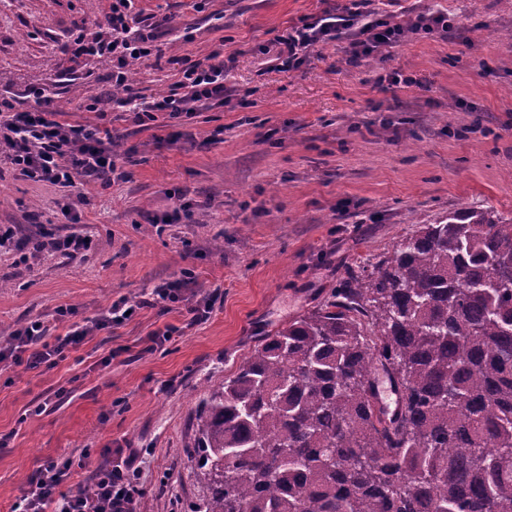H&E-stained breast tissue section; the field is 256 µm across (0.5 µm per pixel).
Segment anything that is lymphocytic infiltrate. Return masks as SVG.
<instances>
[{"label": "lymphocytic infiltrate", "mask_w": 512, "mask_h": 512, "mask_svg": "<svg viewBox=\"0 0 512 512\" xmlns=\"http://www.w3.org/2000/svg\"><path fill=\"white\" fill-rule=\"evenodd\" d=\"M371 2L353 0L352 7L341 12L327 11L301 19L299 25L267 41L262 49L266 65L299 68L314 47L344 38L348 41L346 61L357 66L400 45L406 34L445 32L451 27L448 13L442 10L417 12L401 24L372 9ZM133 4L134 0H112L105 17L111 37L83 35L76 41V55L111 53L112 86L117 94L109 105L132 113L134 122L141 126L222 106L227 89L224 54L219 50L188 64L180 79L161 93L145 96L134 88L127 66L151 55L154 35L131 31L128 16ZM31 96L34 103L27 107L0 100V157L17 176L68 193L95 182L110 184L121 167L111 127L60 120L43 90H32ZM136 309L135 303L122 297L98 317L79 321L74 309L58 307L57 320H69L70 326L65 335L52 342L47 339L44 321L31 319L0 345V371L18 366L52 367L66 351L79 347L95 332L123 323ZM84 465V460L71 455L48 459L30 479L13 512H136L143 492L135 454L117 455L93 470V491L89 494L67 484L74 468Z\"/></svg>", "instance_id": "obj_1"}]
</instances>
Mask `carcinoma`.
<instances>
[{
	"label": "carcinoma",
	"mask_w": 512,
	"mask_h": 512,
	"mask_svg": "<svg viewBox=\"0 0 512 512\" xmlns=\"http://www.w3.org/2000/svg\"><path fill=\"white\" fill-rule=\"evenodd\" d=\"M189 448L191 512H512V218L459 208L350 270Z\"/></svg>",
	"instance_id": "obj_1"
}]
</instances>
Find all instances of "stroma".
Listing matches in <instances>:
<instances>
[{
	"instance_id": "obj_1",
	"label": "stroma",
	"mask_w": 512,
	"mask_h": 512,
	"mask_svg": "<svg viewBox=\"0 0 512 512\" xmlns=\"http://www.w3.org/2000/svg\"><path fill=\"white\" fill-rule=\"evenodd\" d=\"M346 2L137 0L141 16L169 18L153 63L137 62L131 75L142 94L165 90L185 61L218 48L233 90L211 111L140 127L122 112L81 109L112 92L111 59L72 53L110 0H0V94L25 104L30 88L50 86L63 120L112 127L129 174L65 197L0 161V225L18 227L13 248L0 249V332L41 315L61 336L68 324L55 320L57 307L91 319L118 298L185 279L168 310L141 308L54 367L0 374V512L50 458L89 450L70 479L87 485L107 448L143 450L140 512H190L195 413L267 334L416 225L462 206L512 218V0H375L395 22L434 7L454 26L409 36L357 68L342 41L315 47L291 71L262 65L268 39ZM386 71L416 82L381 92ZM176 195L192 215L162 223ZM64 199L94 250L82 261L46 251L19 262L27 238L73 232ZM207 294L209 318L193 321ZM168 324L178 337L149 350ZM54 392L57 407L31 414Z\"/></svg>"
}]
</instances>
